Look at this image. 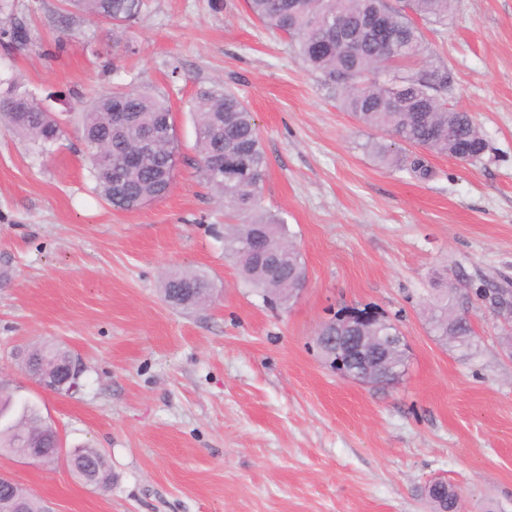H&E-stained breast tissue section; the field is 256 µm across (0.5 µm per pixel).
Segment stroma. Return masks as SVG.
Masks as SVG:
<instances>
[{"label": "stroma", "instance_id": "obj_1", "mask_svg": "<svg viewBox=\"0 0 512 512\" xmlns=\"http://www.w3.org/2000/svg\"><path fill=\"white\" fill-rule=\"evenodd\" d=\"M0 28L23 19L30 41H0V78L37 98L61 94L64 138L50 156L0 126V374L58 429L67 449H102L114 479L85 485L64 460L10 455L0 470L53 512H430L421 491L447 479L460 512H512V323L484 288L512 291V0H458L447 25L421 23L452 72L449 100L489 143L475 163L426 153L430 174L382 167L361 127L290 41L244 0H146L110 60L107 25L52 24L57 0H6ZM221 81L247 102L268 159L263 208L284 217L306 267L304 291L272 306L224 252V208L190 164L189 100ZM169 98L181 160L164 199L115 211L97 196L74 110L113 84ZM213 284L203 310L167 303L165 276ZM463 284L476 344L431 333L425 301ZM344 306L371 307L407 345L400 383L344 380L314 338ZM57 342L84 367L71 395L43 392L14 358Z\"/></svg>", "mask_w": 512, "mask_h": 512}]
</instances>
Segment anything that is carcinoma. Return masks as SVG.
I'll list each match as a JSON object with an SVG mask.
<instances>
[{
  "label": "carcinoma",
  "mask_w": 512,
  "mask_h": 512,
  "mask_svg": "<svg viewBox=\"0 0 512 512\" xmlns=\"http://www.w3.org/2000/svg\"><path fill=\"white\" fill-rule=\"evenodd\" d=\"M455 0H246L249 13L265 28L285 36L298 58L319 72L325 83L335 88L344 111L364 127L389 134L400 144L423 147L434 153L456 157V149L472 161L483 158L489 149L481 127L469 112L448 103L450 71L445 66L414 71L407 63L419 59L431 63L433 50L424 41L415 19L446 25ZM145 0H61L56 16L58 28L68 31L74 17L81 15L112 27V44H124L126 29L143 12ZM341 13L347 29L336 38V13ZM381 15L388 21V37L394 47V66L383 75L390 57L381 51L382 42L373 36L368 21ZM10 88L0 95V120L23 141L46 154L64 135L60 118L28 90L9 81ZM172 112L168 101L150 88L115 87L95 97L79 113L88 147V159L99 196L116 211H129L169 194L176 167L171 155L179 144L162 143L143 167L130 170L125 155L141 148V130L164 114ZM190 112L196 139L192 165L198 179L216 194L224 207L245 217L241 224H228L224 251L231 256L245 282L258 290L271 304L279 303L283 289L296 288L304 273L301 254L288 249L279 255L276 266L250 256L253 240L260 236L271 245L287 242L284 219L267 213L261 205V190L267 161L254 113L231 89L222 84L199 88ZM458 129L459 145L448 142V127ZM379 164L406 170L420 177L429 175L421 160L402 154L380 142L368 145ZM224 155V173L211 167V159ZM193 280L195 300L200 308L211 297L205 275L182 271L163 283L164 299L175 293L178 282ZM470 296L464 289L436 288L429 303L431 333L437 338L455 337V346L469 351L474 330L466 313ZM76 359L59 344L38 345L27 351L23 369L30 375L65 379L63 364ZM42 446L40 464L54 462L56 436L42 423L37 404L20 399L7 387H0V454L25 456L29 447ZM69 465L82 481L105 491L112 485V469L97 448H75ZM26 512H44V501L29 489L17 486ZM423 495L432 512H458L459 497L450 484H427Z\"/></svg>",
  "instance_id": "obj_1"
}]
</instances>
